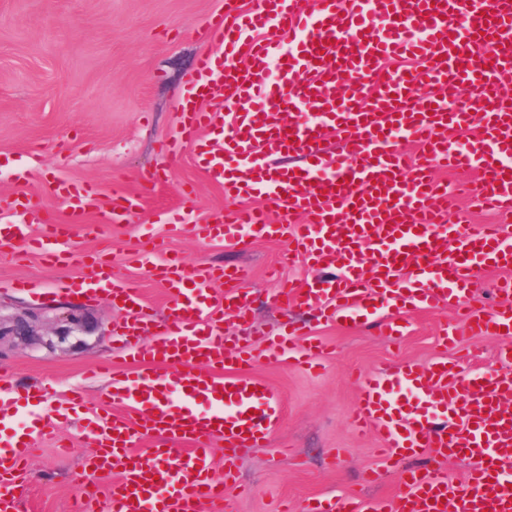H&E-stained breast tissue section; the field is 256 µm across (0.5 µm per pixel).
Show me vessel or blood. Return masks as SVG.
I'll return each mask as SVG.
<instances>
[{
    "mask_svg": "<svg viewBox=\"0 0 512 512\" xmlns=\"http://www.w3.org/2000/svg\"><path fill=\"white\" fill-rule=\"evenodd\" d=\"M223 44L220 55L202 58L199 71L178 96L176 153L195 144L208 176L225 196L260 197L264 207L227 210L197 225L203 241L243 245L254 237L285 241L287 261L302 258L337 267L320 285L284 284L276 295L285 309L306 307L332 321L357 322L381 315L388 335L394 315L407 308L449 307L465 331L499 336L500 369L460 378L440 358L360 377L353 424L384 437V460L398 466L410 457L431 465L404 471L389 512H512V413L500 399L512 392V306L481 316L473 293L482 268L512 266V228L475 224L461 229L449 216L456 193L432 175L434 166L477 171L468 194L479 207L512 213V99L500 84L512 77V0H224L208 22ZM273 37H263V30ZM393 57L419 58L416 70H393ZM280 69L271 81V65ZM222 90L230 123L224 151L199 140L215 113L199 101ZM492 97L480 109L463 95ZM468 139H461V132ZM336 136L338 150L324 143ZM417 143L409 161L401 140ZM301 157L302 165L277 168L273 154ZM234 157L237 177L228 178L224 156ZM73 220L93 215L96 224L128 220L140 206L133 195L103 206L85 187L57 186ZM274 207L282 223L268 220ZM14 219L0 224V246L36 241L48 255L70 259V228L52 224L30 201L0 200ZM305 223H296V216ZM152 276L169 293L170 311L158 327L141 317L135 288L117 293L133 354L142 365L133 377L116 379L107 397L127 412L109 414L91 429L96 449L76 483L119 469L109 491V512H229L226 491L237 462L265 446L281 413L278 396L246 370L264 358L283 357L316 367L323 350L292 328L268 346L229 348L226 311L246 316L250 274L188 267L179 256L152 264ZM223 286L215 299L214 286ZM167 365L152 375L144 365ZM179 394L172 403L171 394ZM205 407H198V400ZM53 426L32 414L25 436L0 449V512H21L17 493L32 440ZM149 437L144 449L139 437ZM224 446V471H212L210 450ZM472 458L464 481L449 480L437 465L450 457ZM305 512H376L353 494L319 497Z\"/></svg>",
    "mask_w": 512,
    "mask_h": 512,
    "instance_id": "obj_1",
    "label": "vessel or blood"
}]
</instances>
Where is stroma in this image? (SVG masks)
I'll use <instances>...</instances> for the list:
<instances>
[{
	"label": "stroma",
	"mask_w": 512,
	"mask_h": 512,
	"mask_svg": "<svg viewBox=\"0 0 512 512\" xmlns=\"http://www.w3.org/2000/svg\"><path fill=\"white\" fill-rule=\"evenodd\" d=\"M221 7L222 0H0V197L27 195L58 222L68 218L54 193L61 180L93 186L106 204L117 192L143 198L128 222L90 232L74 226L70 263L46 262L20 242L0 247V319L10 324L50 311L67 334L58 341L39 321L34 334L0 340V382L18 393L34 383L44 388L42 398L20 406L10 425L0 426V439L23 433L34 408L54 419L56 437L73 446L63 456L55 437L35 439L19 489L24 512H69L81 493L72 475L94 453L84 435L109 410L102 400L109 381L89 378L90 368L108 359L113 376L136 369L121 309L107 295L92 299L79 289L86 255H106L112 279L136 288L158 324L168 315L169 299L137 258L144 244L184 255L193 266L248 267L249 319L225 313V335L260 346L292 320L323 343L318 369L268 359L251 370L252 379L279 395L282 413L266 446L238 462L228 492L232 512H281L287 505L301 512L311 498L341 493L390 502L399 491V469L385 465L379 437L351 429L358 386L350 373L425 365L442 356L464 376L499 366L498 337L443 347L441 326L453 318L446 309L401 312L405 333L397 341L371 323H331L305 308L284 311L274 298L281 281H313L320 267L282 265L286 244L280 240L232 248L195 236L194 225L224 210V188L207 175L194 146L174 155L164 143L177 128L178 93L200 59L220 50L206 20ZM155 172L160 182L147 185ZM75 389L83 391L85 404L70 411L66 399ZM336 448L344 454L331 468L327 459ZM370 468L381 471L379 483H363Z\"/></svg>",
	"instance_id": "stroma-1"
}]
</instances>
